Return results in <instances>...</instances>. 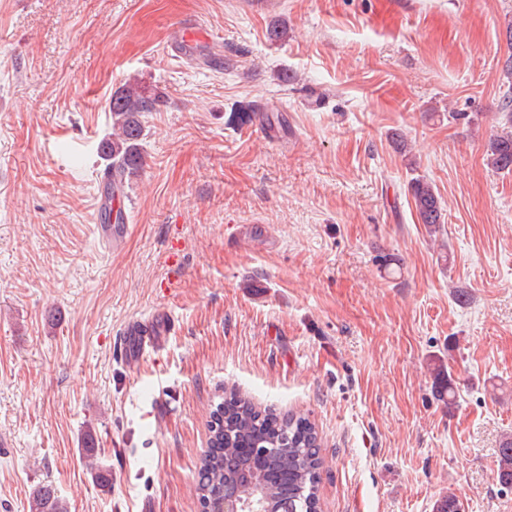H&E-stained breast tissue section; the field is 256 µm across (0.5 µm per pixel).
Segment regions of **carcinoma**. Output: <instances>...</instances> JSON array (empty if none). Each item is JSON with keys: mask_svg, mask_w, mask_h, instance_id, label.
Wrapping results in <instances>:
<instances>
[{"mask_svg": "<svg viewBox=\"0 0 512 512\" xmlns=\"http://www.w3.org/2000/svg\"><path fill=\"white\" fill-rule=\"evenodd\" d=\"M160 104L135 81L128 80L109 101L112 132L99 145L100 157L119 179L112 180V191L120 189L125 176L145 163L144 127L141 117ZM488 163L500 172H512V129L490 137ZM418 222L436 231L442 223L440 197L427 181L410 182ZM438 400L454 403L455 386L447 369L433 368ZM210 443L201 460L196 492L202 500L253 496L257 512H317L318 485L324 459L314 423L297 413L260 410L239 392L224 393V400L211 412ZM87 469L102 487L112 484V473L99 459V451L80 449ZM496 476L512 488V435L500 442ZM31 512H69L67 502L50 484L32 492Z\"/></svg>", "mask_w": 512, "mask_h": 512, "instance_id": "1", "label": "carcinoma"}]
</instances>
